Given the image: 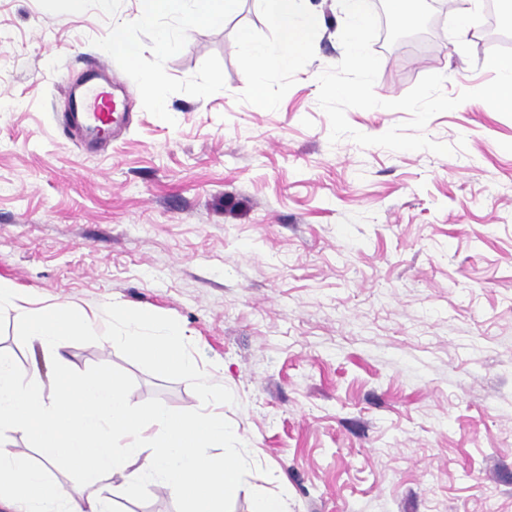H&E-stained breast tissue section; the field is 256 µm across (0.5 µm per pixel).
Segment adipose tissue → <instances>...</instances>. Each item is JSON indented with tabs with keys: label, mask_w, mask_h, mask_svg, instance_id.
<instances>
[{
	"label": "adipose tissue",
	"mask_w": 512,
	"mask_h": 512,
	"mask_svg": "<svg viewBox=\"0 0 512 512\" xmlns=\"http://www.w3.org/2000/svg\"><path fill=\"white\" fill-rule=\"evenodd\" d=\"M240 0H139L138 24L153 31L149 50L131 43L124 24L112 28L107 51H120L129 61L139 62L144 52L163 58L175 47V35L159 26L165 15L188 11L195 25L220 27L236 11ZM302 0H263L267 26L275 41L260 43L241 32L237 51L247 64L254 86L256 108L268 100L264 76L289 69L309 43L314 17L301 7ZM29 295L0 279V308L11 309L23 336L37 341L50 353H58L61 338L91 331L86 310L65 304L32 308ZM126 326L112 333L137 357L152 361L159 372L179 369L201 386L213 411L183 414L155 407L148 414L135 413L123 384L115 377L63 375L51 398H44L38 374L19 379L8 354L0 353V425L32 435L39 463L0 448V506L6 512H112L116 500L128 498L133 489L151 482L180 500L185 512H223L226 500L236 497L241 485L238 460L233 453L211 452L215 444L236 443L235 430L224 423L223 386L211 383L206 373L184 356V337L173 324H154L143 311L126 313ZM65 459L82 474L85 482L97 484L103 476L115 475L116 483L106 494L76 500L51 488L47 469ZM141 461L130 471L131 461Z\"/></svg>",
	"instance_id": "adipose-tissue-1"
}]
</instances>
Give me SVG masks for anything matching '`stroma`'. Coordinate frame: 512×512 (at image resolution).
Listing matches in <instances>:
<instances>
[{
    "instance_id": "35a3bbf8",
    "label": "stroma",
    "mask_w": 512,
    "mask_h": 512,
    "mask_svg": "<svg viewBox=\"0 0 512 512\" xmlns=\"http://www.w3.org/2000/svg\"><path fill=\"white\" fill-rule=\"evenodd\" d=\"M302 6L318 19L310 45L266 75L260 111L235 43L244 29L274 40L261 0L219 29L162 17L177 45L160 60L138 0L78 13L0 0V278L93 320L55 358L2 308L0 350L48 397L61 373H108L134 411H210L191 378L101 341L128 310L179 327L240 436L242 489L224 512L259 493L288 512H512V118L480 100L433 116L424 133L449 156L330 144L317 77L343 57L341 6ZM458 6L467 33L436 8L381 52L379 99L429 74L451 97L492 80V44L512 28L490 29L480 0ZM121 22L140 64L104 50ZM89 58L130 113L101 148L63 126L62 86ZM346 116L371 136L409 119ZM114 508L184 512L154 484Z\"/></svg>"
}]
</instances>
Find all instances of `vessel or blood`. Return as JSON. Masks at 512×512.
<instances>
[{"label": "vessel or blood", "instance_id": "obj_1", "mask_svg": "<svg viewBox=\"0 0 512 512\" xmlns=\"http://www.w3.org/2000/svg\"><path fill=\"white\" fill-rule=\"evenodd\" d=\"M107 66L91 64L78 84L71 86L72 110L64 116V125L71 131L91 136L96 145H107L118 131V120L124 104L110 91Z\"/></svg>", "mask_w": 512, "mask_h": 512}]
</instances>
